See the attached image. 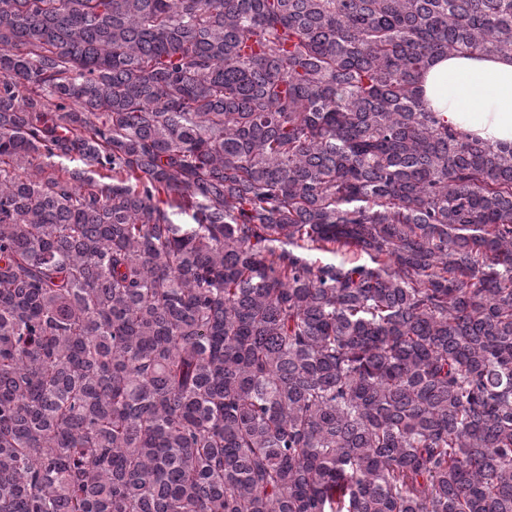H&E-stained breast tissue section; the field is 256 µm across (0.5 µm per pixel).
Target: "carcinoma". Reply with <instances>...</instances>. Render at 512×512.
I'll return each mask as SVG.
<instances>
[{
    "label": "carcinoma",
    "mask_w": 512,
    "mask_h": 512,
    "mask_svg": "<svg viewBox=\"0 0 512 512\" xmlns=\"http://www.w3.org/2000/svg\"><path fill=\"white\" fill-rule=\"evenodd\" d=\"M460 52L512 0H0V512H512V143L418 90Z\"/></svg>",
    "instance_id": "obj_1"
}]
</instances>
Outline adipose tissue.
<instances>
[{
	"instance_id": "1",
	"label": "adipose tissue",
	"mask_w": 512,
	"mask_h": 512,
	"mask_svg": "<svg viewBox=\"0 0 512 512\" xmlns=\"http://www.w3.org/2000/svg\"><path fill=\"white\" fill-rule=\"evenodd\" d=\"M419 93L440 122L490 143L512 142V57L458 53L437 58Z\"/></svg>"
}]
</instances>
